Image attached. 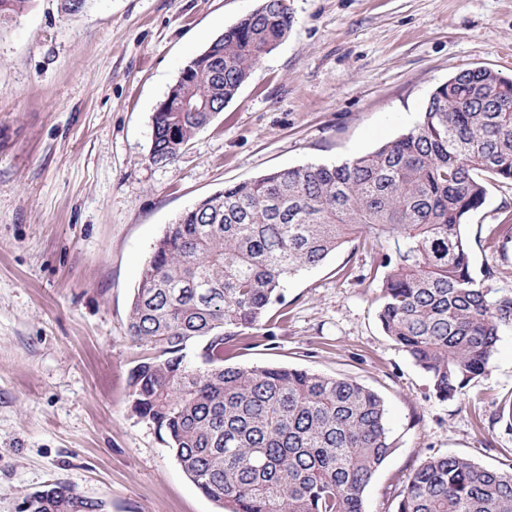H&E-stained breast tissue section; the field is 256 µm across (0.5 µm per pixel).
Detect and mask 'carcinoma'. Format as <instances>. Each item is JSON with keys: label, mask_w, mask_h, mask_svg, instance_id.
Masks as SVG:
<instances>
[{"label": "carcinoma", "mask_w": 512, "mask_h": 512, "mask_svg": "<svg viewBox=\"0 0 512 512\" xmlns=\"http://www.w3.org/2000/svg\"><path fill=\"white\" fill-rule=\"evenodd\" d=\"M33 0H0V25ZM285 0L224 30L213 60L180 91L197 109H159L152 159L164 166L287 36ZM490 180L512 182V79L466 69L436 87L420 121L340 165L270 171L199 200L166 225L131 299L128 335L150 354L130 372L133 410L182 470L229 512H365L364 493L395 443L384 399L349 378L284 366L224 365L283 300L288 279L351 243L382 254L378 321L441 401L489 371L512 295L490 296L464 226ZM86 512L103 501L56 482L27 512ZM394 512H512V464L427 457L393 491Z\"/></svg>", "instance_id": "1"}]
</instances>
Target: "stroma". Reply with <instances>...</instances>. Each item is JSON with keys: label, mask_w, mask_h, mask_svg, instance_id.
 <instances>
[{"label": "stroma", "mask_w": 512, "mask_h": 512, "mask_svg": "<svg viewBox=\"0 0 512 512\" xmlns=\"http://www.w3.org/2000/svg\"><path fill=\"white\" fill-rule=\"evenodd\" d=\"M260 0H92L78 16L35 0L0 28V512L63 481L105 512H219L132 409L145 349L129 303L166 224L266 172L339 163L412 128L465 69L512 77V0H286L287 38L169 165L152 117L184 66ZM512 184L492 182L465 233L492 295L512 293ZM377 254L345 246L288 280L271 328L224 352L378 392L394 452L365 492L387 512L434 454L512 462V329L466 395L437 399L377 320Z\"/></svg>", "instance_id": "35a3bbf8"}]
</instances>
